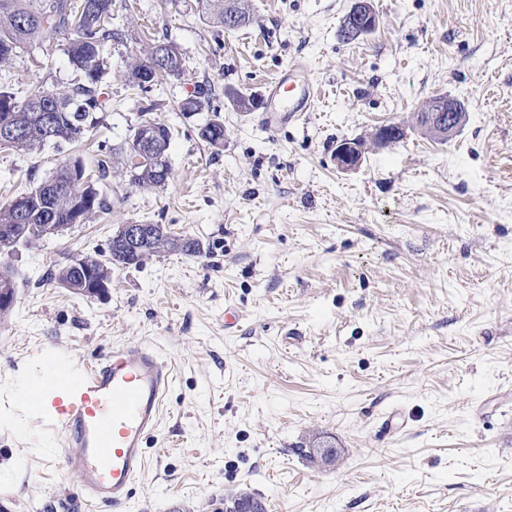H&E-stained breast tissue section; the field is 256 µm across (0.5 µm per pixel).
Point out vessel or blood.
<instances>
[{
  "label": "vessel or blood",
  "instance_id": "b4317fda",
  "mask_svg": "<svg viewBox=\"0 0 512 512\" xmlns=\"http://www.w3.org/2000/svg\"><path fill=\"white\" fill-rule=\"evenodd\" d=\"M318 88L288 68L266 86V124L275 128L311 111ZM176 380L173 363L154 344L132 341L91 368L48 370L23 387L27 407H52L47 430L66 448L65 465L78 482L82 500L121 512L147 464L146 441L161 422Z\"/></svg>",
  "mask_w": 512,
  "mask_h": 512
}]
</instances>
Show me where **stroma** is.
<instances>
[{"mask_svg": "<svg viewBox=\"0 0 512 512\" xmlns=\"http://www.w3.org/2000/svg\"><path fill=\"white\" fill-rule=\"evenodd\" d=\"M354 0H249L233 31L196 0H112L104 123L80 146L0 150V202L75 154L119 147L143 112L171 130L165 187L108 178L109 213L20 248L0 320V512L89 508L18 387L136 340L178 371L125 512H224L248 490L266 512H512V0H372L376 28L347 42ZM176 43L180 76L142 90L128 69L151 39ZM0 64V87L78 81L64 40ZM295 66L323 89L314 112L270 129L264 86ZM202 107L183 114L182 102ZM438 95L467 120L446 141L415 115ZM224 145L201 136L211 118ZM403 136L374 144L376 127ZM363 142L360 166L332 153ZM201 239L116 269L107 297L51 282L106 250L117 225ZM402 409L384 438L378 421ZM335 465L311 467L309 432ZM362 159V146L358 141L343 140L333 153V162L338 169L348 171L355 169Z\"/></svg>", "mask_w": 512, "mask_h": 512, "instance_id": "1", "label": "stroma"}]
</instances>
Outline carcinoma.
I'll use <instances>...</instances> for the list:
<instances>
[{"label":"carcinoma","mask_w":512,"mask_h":512,"mask_svg":"<svg viewBox=\"0 0 512 512\" xmlns=\"http://www.w3.org/2000/svg\"><path fill=\"white\" fill-rule=\"evenodd\" d=\"M226 0H198L201 12L214 23L224 26V4ZM65 39L70 66L79 73L80 80L71 89L56 91L42 86L35 89L23 102L0 89V116L11 113L20 125L21 134L11 149L18 151L40 150L47 145L74 143L102 123L99 111L103 110L100 86L105 74L103 52L115 38L112 31V0H0V63L6 62L25 48L37 44L43 55L54 54L56 45L51 36ZM164 44L159 40L152 44L146 59L134 66L131 78L141 80L138 87L148 88L158 80L175 75L183 70L182 61L161 63L159 68H150L157 48ZM39 102L42 110L53 118L54 133L44 127L38 113L29 111L30 104ZM85 171V161L80 156L71 157L49 179L60 188L44 195L42 186L27 193L26 217L20 220L15 200L0 204V226L15 224L23 231V245L34 246L43 240L40 224L44 207L59 214L72 209V193L62 186L72 184ZM168 179L149 168L143 171L136 185L144 188L162 187ZM107 198L102 197L84 206L80 213L85 222L98 213L110 211ZM178 252L188 257L200 258L206 250L202 242L191 236H177L165 224L151 225V238L132 256L133 266L139 267L151 257ZM127 251L124 247L112 246L107 251L80 258L81 265L95 270L100 277L112 278V270L124 268ZM17 288L15 269L0 271V294L15 295Z\"/></svg>","instance_id":"cac0c4a2"}]
</instances>
